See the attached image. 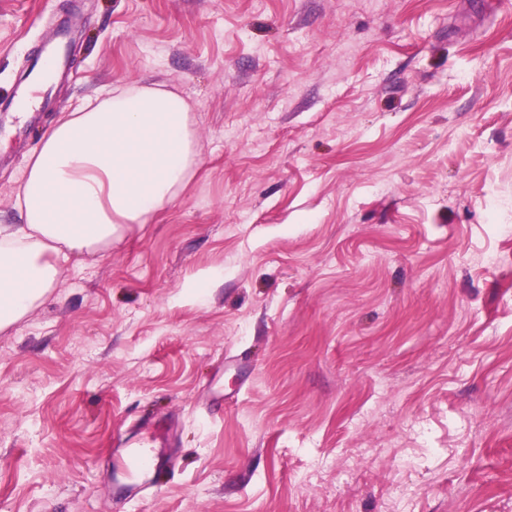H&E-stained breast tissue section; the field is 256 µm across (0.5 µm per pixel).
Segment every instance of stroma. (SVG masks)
<instances>
[{"instance_id": "35a3bbf8", "label": "stroma", "mask_w": 512, "mask_h": 512, "mask_svg": "<svg viewBox=\"0 0 512 512\" xmlns=\"http://www.w3.org/2000/svg\"><path fill=\"white\" fill-rule=\"evenodd\" d=\"M60 28L39 130L190 104L172 205L0 332V512H512V0H0V102ZM173 429L165 489L112 449Z\"/></svg>"}]
</instances>
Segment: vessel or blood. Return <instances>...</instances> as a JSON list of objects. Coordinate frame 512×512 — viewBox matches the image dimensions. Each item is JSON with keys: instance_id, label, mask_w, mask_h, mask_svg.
Instances as JSON below:
<instances>
[{"instance_id": "1", "label": "vessel or blood", "mask_w": 512, "mask_h": 512, "mask_svg": "<svg viewBox=\"0 0 512 512\" xmlns=\"http://www.w3.org/2000/svg\"><path fill=\"white\" fill-rule=\"evenodd\" d=\"M66 73L69 69L67 34L58 32L46 42L40 54L29 64L23 80L26 85H41L47 70ZM168 430L156 424L146 429L144 435L124 440L113 451V471L118 480L115 493L129 498L149 489L159 488L158 471L169 466L172 455L168 450Z\"/></svg>"}]
</instances>
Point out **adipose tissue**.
Instances as JSON below:
<instances>
[{
	"label": "adipose tissue",
	"instance_id": "adipose-tissue-1",
	"mask_svg": "<svg viewBox=\"0 0 512 512\" xmlns=\"http://www.w3.org/2000/svg\"><path fill=\"white\" fill-rule=\"evenodd\" d=\"M200 147L190 104L159 86L117 84L58 120L30 153L0 225V331L40 306L70 253L96 255L173 204Z\"/></svg>",
	"mask_w": 512,
	"mask_h": 512
}]
</instances>
